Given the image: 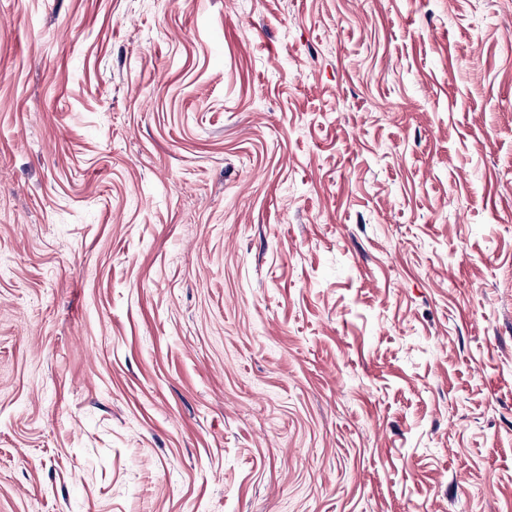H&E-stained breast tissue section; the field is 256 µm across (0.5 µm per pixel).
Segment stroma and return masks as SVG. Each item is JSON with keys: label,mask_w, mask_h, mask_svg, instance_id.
Returning a JSON list of instances; mask_svg holds the SVG:
<instances>
[{"label": "stroma", "mask_w": 512, "mask_h": 512, "mask_svg": "<svg viewBox=\"0 0 512 512\" xmlns=\"http://www.w3.org/2000/svg\"><path fill=\"white\" fill-rule=\"evenodd\" d=\"M0 512H512V0H0Z\"/></svg>", "instance_id": "35a3bbf8"}]
</instances>
